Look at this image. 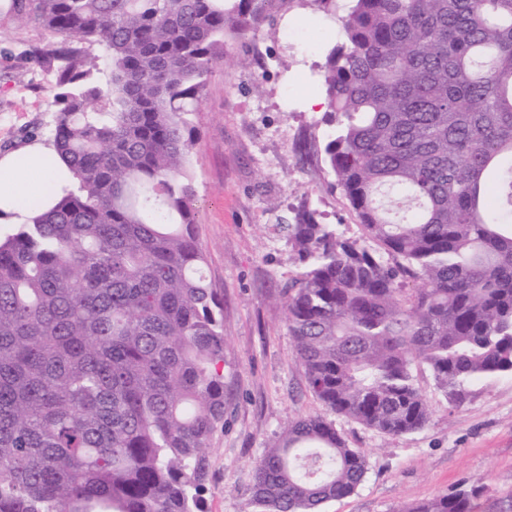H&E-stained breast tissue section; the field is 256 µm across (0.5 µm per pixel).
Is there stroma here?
<instances>
[{"instance_id": "35a3bbf8", "label": "stroma", "mask_w": 512, "mask_h": 512, "mask_svg": "<svg viewBox=\"0 0 512 512\" xmlns=\"http://www.w3.org/2000/svg\"><path fill=\"white\" fill-rule=\"evenodd\" d=\"M49 39L36 23L0 15V151L52 123L53 77L30 56ZM339 40L312 0H288L281 17L226 38L193 116L197 232L224 303V423L211 441L207 512H252L255 462L292 422L326 413L306 387L280 297L301 268L286 230L299 208L316 210L338 237L362 236L323 152L296 150L326 131L324 111L306 99L324 98L319 71ZM415 379L430 410L416 432L388 437L334 417L367 472L324 512H401L475 483L474 512H512V376L473 383L459 406L427 370Z\"/></svg>"}]
</instances>
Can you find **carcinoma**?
Segmentation results:
<instances>
[{"label": "carcinoma", "mask_w": 512, "mask_h": 512, "mask_svg": "<svg viewBox=\"0 0 512 512\" xmlns=\"http://www.w3.org/2000/svg\"><path fill=\"white\" fill-rule=\"evenodd\" d=\"M287 2L9 0L55 37L34 60L56 74L48 141L78 185L0 237V512H206L224 310L189 116L224 38ZM312 2L344 34L321 70L323 152L380 249L301 209L288 331L328 411L401 437L429 419L415 368L454 404L512 374V0ZM366 470L332 422L297 420L256 463L253 512H322ZM479 494L404 512H473Z\"/></svg>", "instance_id": "cac0c4a2"}]
</instances>
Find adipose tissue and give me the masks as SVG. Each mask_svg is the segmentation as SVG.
Wrapping results in <instances>:
<instances>
[{"label":"adipose tissue","mask_w":512,"mask_h":512,"mask_svg":"<svg viewBox=\"0 0 512 512\" xmlns=\"http://www.w3.org/2000/svg\"><path fill=\"white\" fill-rule=\"evenodd\" d=\"M77 183L53 148L25 143L0 153V223L26 224L52 210Z\"/></svg>","instance_id":"obj_1"}]
</instances>
